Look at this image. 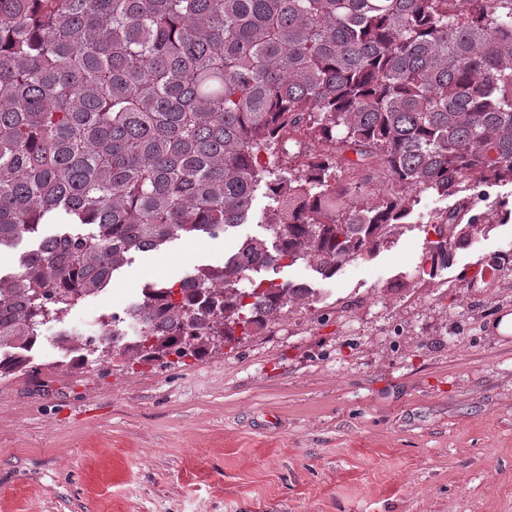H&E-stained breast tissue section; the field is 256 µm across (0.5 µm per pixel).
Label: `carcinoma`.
Returning a JSON list of instances; mask_svg holds the SVG:
<instances>
[{"label":"carcinoma","mask_w":512,"mask_h":512,"mask_svg":"<svg viewBox=\"0 0 512 512\" xmlns=\"http://www.w3.org/2000/svg\"><path fill=\"white\" fill-rule=\"evenodd\" d=\"M320 144L316 152L310 142ZM272 158L269 163L261 155ZM512 185V0H0V377L134 254L218 239L270 200L274 238L143 289L142 360L198 355L368 257L424 195L454 199L421 261ZM106 344L125 337L116 316Z\"/></svg>","instance_id":"1"}]
</instances>
